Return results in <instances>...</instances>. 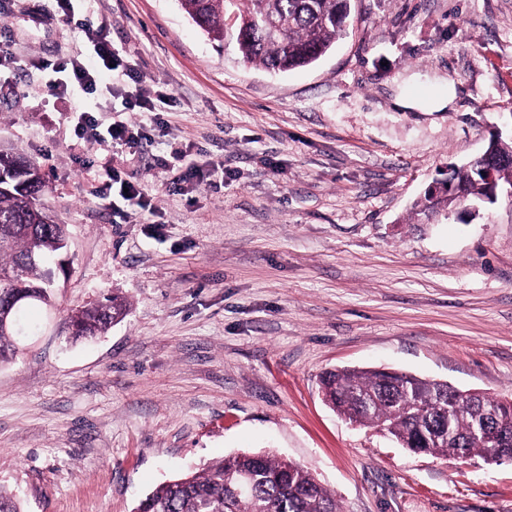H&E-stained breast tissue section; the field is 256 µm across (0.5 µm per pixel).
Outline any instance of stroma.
<instances>
[{"label": "stroma", "mask_w": 512, "mask_h": 512, "mask_svg": "<svg viewBox=\"0 0 512 512\" xmlns=\"http://www.w3.org/2000/svg\"><path fill=\"white\" fill-rule=\"evenodd\" d=\"M345 37L283 74L209 40L179 0H0V145L38 163L70 235L40 329L0 365V487L23 512H133L159 483L266 451L311 471L341 512H512V461L433 457L323 401L329 369L386 368L512 397V202L463 221L414 213L448 164L512 133V0H351ZM105 24L139 76L53 89ZM454 88L453 101L433 109ZM139 149L74 134L141 120ZM182 151L202 181L170 183ZM139 183L142 208L99 188ZM130 311L89 343L67 317Z\"/></svg>", "instance_id": "obj_1"}]
</instances>
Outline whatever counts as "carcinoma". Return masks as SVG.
<instances>
[{"mask_svg":"<svg viewBox=\"0 0 512 512\" xmlns=\"http://www.w3.org/2000/svg\"><path fill=\"white\" fill-rule=\"evenodd\" d=\"M182 9L211 40L224 45L227 15L234 11L246 29H233L239 56L274 73L313 64L346 34L351 0H180ZM511 158L512 139L489 141L473 161L448 165V213L477 207L475 218L496 201L480 174L484 155ZM0 296L17 286L44 287L45 262L62 250L67 228L49 222L41 203V168L11 150L0 149ZM128 302L112 295L69 316L75 340L104 334L127 315ZM326 403L351 422L386 432L401 446L432 456L466 458L492 454L512 458V434L488 448L474 437L483 413L495 412L512 429V402L487 393L455 396L448 386L385 369H336L321 378ZM254 477L252 494L239 498L237 481ZM134 512H340L335 496L298 463L266 452L230 454L206 467L159 484Z\"/></svg>","mask_w":512,"mask_h":512,"instance_id":"obj_1","label":"carcinoma"}]
</instances>
